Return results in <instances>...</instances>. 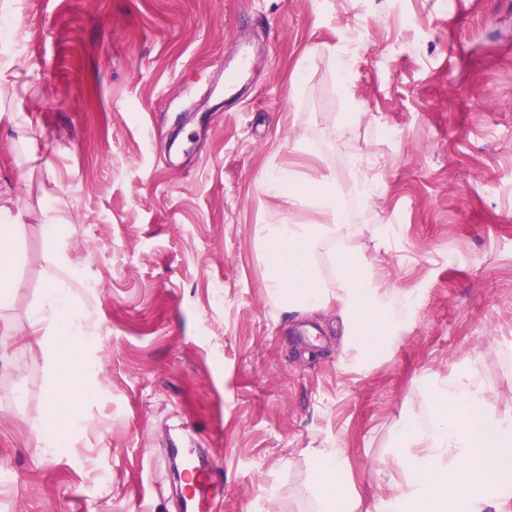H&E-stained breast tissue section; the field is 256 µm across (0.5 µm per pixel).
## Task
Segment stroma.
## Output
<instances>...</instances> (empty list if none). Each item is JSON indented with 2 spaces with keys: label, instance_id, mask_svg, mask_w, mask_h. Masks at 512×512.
Instances as JSON below:
<instances>
[{
  "label": "stroma",
  "instance_id": "1",
  "mask_svg": "<svg viewBox=\"0 0 512 512\" xmlns=\"http://www.w3.org/2000/svg\"><path fill=\"white\" fill-rule=\"evenodd\" d=\"M464 3L0 0V221L24 227L0 316V512H179L176 444L222 461L220 512H311L321 448L342 449L359 512H386L374 469L425 375L472 360L512 400V0ZM358 161L381 179L364 209ZM277 165L330 177L360 211L352 247L416 301L371 368L347 362L338 305L268 294L261 225L323 220L266 192ZM60 221L91 274L100 388L46 454L43 363L10 327Z\"/></svg>",
  "mask_w": 512,
  "mask_h": 512
}]
</instances>
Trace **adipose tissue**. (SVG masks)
<instances>
[{"instance_id":"1","label":"adipose tissue","mask_w":512,"mask_h":512,"mask_svg":"<svg viewBox=\"0 0 512 512\" xmlns=\"http://www.w3.org/2000/svg\"><path fill=\"white\" fill-rule=\"evenodd\" d=\"M268 193L292 207L329 216L326 224H300L274 215L261 225L260 240L270 296L289 310L327 309L338 303L343 338L363 361L380 359L404 329L407 298L386 287L375 267L348 241L355 217L335 184L321 176L304 180L279 168L266 175ZM19 224H0V310L13 302L17 282ZM46 285L27 323L46 370L45 401L36 418L37 441L50 451L60 445L76 411L93 399L91 347L97 323L78 297L85 267L70 256V227H42ZM329 248L334 282L326 284L316 262ZM436 401L429 414L408 410L384 462L389 480L388 512H512V405L476 377L474 364L459 365L448 377H427ZM319 466L310 493L315 512H356L343 492L340 451H317Z\"/></svg>"}]
</instances>
